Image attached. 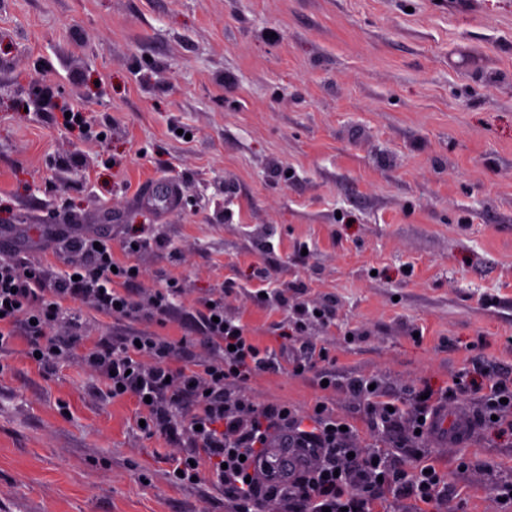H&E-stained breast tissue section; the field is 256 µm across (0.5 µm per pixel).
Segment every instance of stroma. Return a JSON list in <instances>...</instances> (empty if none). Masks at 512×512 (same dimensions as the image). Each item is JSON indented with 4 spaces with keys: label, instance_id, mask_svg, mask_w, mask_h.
Returning a JSON list of instances; mask_svg holds the SVG:
<instances>
[{
    "label": "stroma",
    "instance_id": "1",
    "mask_svg": "<svg viewBox=\"0 0 512 512\" xmlns=\"http://www.w3.org/2000/svg\"><path fill=\"white\" fill-rule=\"evenodd\" d=\"M49 93L82 104L86 137ZM155 181L180 204L142 203ZM77 235L138 267L140 298L183 291L162 324L71 304L89 339L134 329L207 359L190 317L220 291L261 346L326 348L337 382L406 399L461 380L446 407L479 413L486 369L512 379V0H0V258L61 272ZM300 304L329 316L282 343ZM25 348L0 350V512H232L210 474L173 482L134 398ZM226 393L393 441L311 372ZM419 445L457 488L439 512H504L512 434Z\"/></svg>",
    "mask_w": 512,
    "mask_h": 512
}]
</instances>
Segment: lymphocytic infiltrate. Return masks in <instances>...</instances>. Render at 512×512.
Masks as SVG:
<instances>
[{
    "mask_svg": "<svg viewBox=\"0 0 512 512\" xmlns=\"http://www.w3.org/2000/svg\"><path fill=\"white\" fill-rule=\"evenodd\" d=\"M68 247L84 261L51 282L40 265L23 258L0 260V347L20 334L27 340L28 356L38 357L40 365L69 358L82 339L81 323H73L67 336L53 335L52 328L64 318L65 302L72 300H93L99 313L122 319L162 321L169 316L176 281H166L144 302L128 289L136 278L131 267H114L108 240L74 238ZM193 322L215 349L202 363L191 360L184 341L146 332L101 337L82 355L111 397L131 396L141 403L146 433L190 446L176 482L210 472L235 512H259L262 503L273 501L287 502L288 512H379L390 495L412 499L414 512H435L439 501L452 496L453 485L407 439L392 450L367 452L351 447V431L342 430L341 420L324 405L302 417L286 405L227 398L228 384L278 370L276 354L260 347L244 325L225 319L223 293L201 303ZM485 379L480 421L512 432V382L492 371ZM177 408L188 410L186 423L174 420ZM281 431L292 447L313 451L312 463L300 464L285 483L258 470L269 438ZM401 451L415 458L412 469L400 466Z\"/></svg>",
    "mask_w": 512,
    "mask_h": 512,
    "instance_id": "lymphocytic-infiltrate-1",
    "label": "lymphocytic infiltrate"
}]
</instances>
